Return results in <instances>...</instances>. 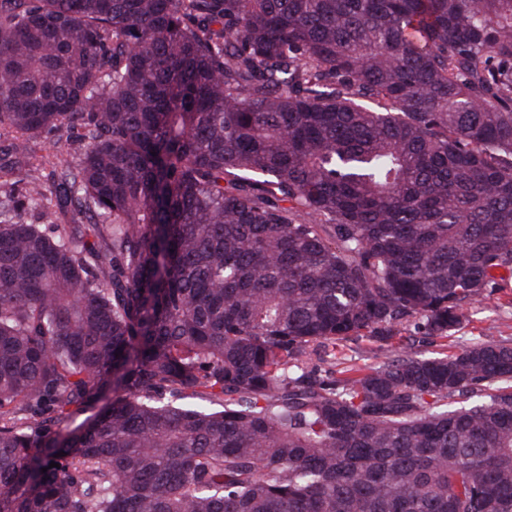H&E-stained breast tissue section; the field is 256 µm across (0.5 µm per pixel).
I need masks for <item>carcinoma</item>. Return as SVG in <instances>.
<instances>
[{
  "mask_svg": "<svg viewBox=\"0 0 512 512\" xmlns=\"http://www.w3.org/2000/svg\"><path fill=\"white\" fill-rule=\"evenodd\" d=\"M501 270L512 0H0V512H512L511 346L308 366Z\"/></svg>",
  "mask_w": 512,
  "mask_h": 512,
  "instance_id": "carcinoma-1",
  "label": "carcinoma"
}]
</instances>
